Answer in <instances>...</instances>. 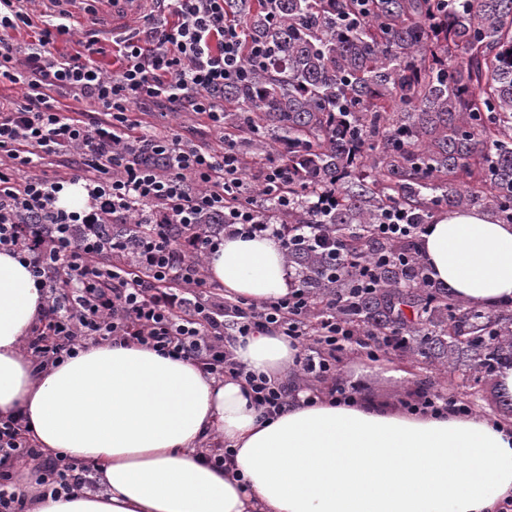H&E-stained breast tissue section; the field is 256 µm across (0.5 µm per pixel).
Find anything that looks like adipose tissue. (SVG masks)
Returning <instances> with one entry per match:
<instances>
[{
  "instance_id": "obj_1",
  "label": "adipose tissue",
  "mask_w": 512,
  "mask_h": 512,
  "mask_svg": "<svg viewBox=\"0 0 512 512\" xmlns=\"http://www.w3.org/2000/svg\"><path fill=\"white\" fill-rule=\"evenodd\" d=\"M430 275L486 308L512 301V224L486 211L435 217L421 240ZM225 297L262 305L292 274L270 237L227 236L206 258ZM45 296L0 252V417L22 415L46 455L88 464L97 491L52 498L19 468L29 512H500L512 501V420L417 413L356 397L307 402L300 349L277 332L237 337L247 370L288 382V407L256 409L246 385L188 359L99 341L35 368L22 342ZM230 448L219 466L209 447Z\"/></svg>"
}]
</instances>
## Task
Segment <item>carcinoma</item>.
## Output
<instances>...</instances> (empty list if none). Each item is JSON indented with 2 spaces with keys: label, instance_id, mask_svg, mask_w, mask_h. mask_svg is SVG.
Masks as SVG:
<instances>
[{
  "label": "carcinoma",
  "instance_id": "1",
  "mask_svg": "<svg viewBox=\"0 0 512 512\" xmlns=\"http://www.w3.org/2000/svg\"><path fill=\"white\" fill-rule=\"evenodd\" d=\"M246 82L224 87V128L288 167V233L317 225L342 247L335 265L307 241L285 258L311 298L308 317L375 336H404L431 362L474 381L512 366V304L470 305L429 276L420 242L375 234L388 210L429 224L443 210L483 209L512 224V0H232ZM335 196L327 214L311 202ZM94 229L106 263L137 270L156 226L119 218ZM220 216L173 238L216 235Z\"/></svg>",
  "mask_w": 512,
  "mask_h": 512
}]
</instances>
